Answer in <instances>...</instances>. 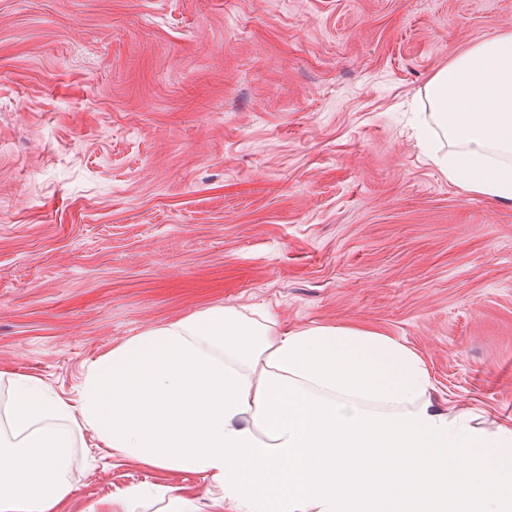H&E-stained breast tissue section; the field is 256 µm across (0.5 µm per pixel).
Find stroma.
Masks as SVG:
<instances>
[{"mask_svg": "<svg viewBox=\"0 0 512 512\" xmlns=\"http://www.w3.org/2000/svg\"><path fill=\"white\" fill-rule=\"evenodd\" d=\"M512 33V0H0V405L76 403L133 336L224 306L359 326L443 406L512 422V203L462 192L414 129L424 88ZM89 512L201 473L71 427Z\"/></svg>", "mask_w": 512, "mask_h": 512, "instance_id": "1", "label": "stroma"}]
</instances>
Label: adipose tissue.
<instances>
[{
	"mask_svg": "<svg viewBox=\"0 0 512 512\" xmlns=\"http://www.w3.org/2000/svg\"><path fill=\"white\" fill-rule=\"evenodd\" d=\"M421 130L462 191L512 202V33L426 85ZM421 355L383 333L214 308L147 330L94 361L81 424L119 456L201 472L221 512H512V424L441 406ZM71 406L35 377L0 409V512H53L70 492ZM200 512L142 485L97 512Z\"/></svg>",
	"mask_w": 512,
	"mask_h": 512,
	"instance_id": "adipose-tissue-1",
	"label": "adipose tissue"
}]
</instances>
